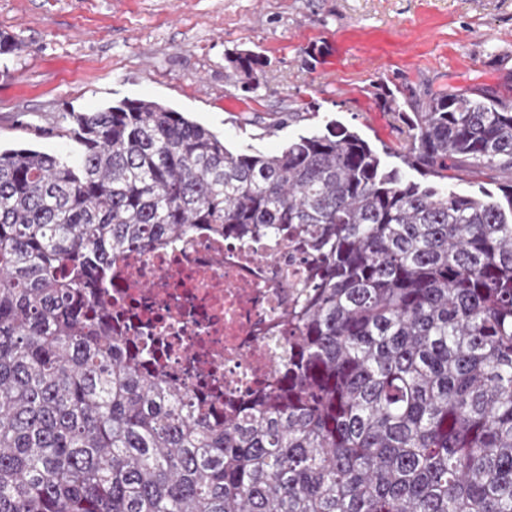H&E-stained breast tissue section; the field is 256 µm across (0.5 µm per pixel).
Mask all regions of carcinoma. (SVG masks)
<instances>
[{
	"mask_svg": "<svg viewBox=\"0 0 512 512\" xmlns=\"http://www.w3.org/2000/svg\"><path fill=\"white\" fill-rule=\"evenodd\" d=\"M256 89L259 52L227 58ZM426 177L512 170V110L402 113ZM0 148V512H512V183L444 193L340 123L233 152L150 100ZM198 226L302 244L288 363L224 416L143 371L113 258Z\"/></svg>",
	"mask_w": 512,
	"mask_h": 512,
	"instance_id": "obj_1",
	"label": "carcinoma"
}]
</instances>
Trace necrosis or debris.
Masks as SVG:
<instances>
[{
    "instance_id": "4bbe7bcc",
    "label": "necrosis or debris",
    "mask_w": 512,
    "mask_h": 512,
    "mask_svg": "<svg viewBox=\"0 0 512 512\" xmlns=\"http://www.w3.org/2000/svg\"><path fill=\"white\" fill-rule=\"evenodd\" d=\"M113 272L112 333L152 352L148 372L239 403L273 379L288 333L280 312L311 263L279 239L199 229L121 255Z\"/></svg>"
}]
</instances>
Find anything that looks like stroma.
I'll list each match as a JSON object with an SVG mask.
<instances>
[{
	"instance_id": "35a3bbf8",
	"label": "stroma",
	"mask_w": 512,
	"mask_h": 512,
	"mask_svg": "<svg viewBox=\"0 0 512 512\" xmlns=\"http://www.w3.org/2000/svg\"><path fill=\"white\" fill-rule=\"evenodd\" d=\"M0 146L65 153L67 110L170 106L227 147L274 154L338 122L391 166L403 113L464 91L512 107V0H0ZM262 52L242 92L227 57ZM391 90L398 107L384 108Z\"/></svg>"
}]
</instances>
